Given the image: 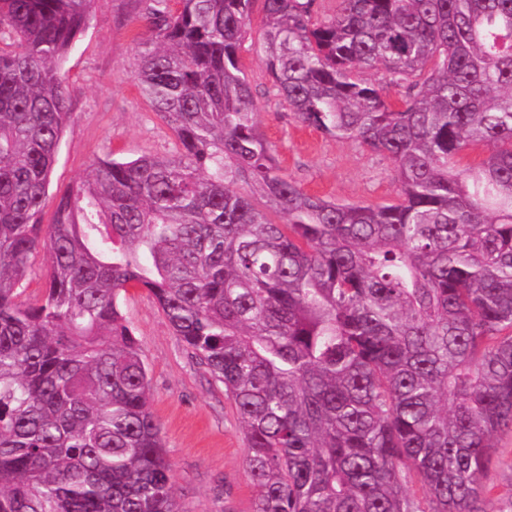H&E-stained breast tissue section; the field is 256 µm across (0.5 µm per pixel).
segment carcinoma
<instances>
[{
    "label": "carcinoma",
    "mask_w": 512,
    "mask_h": 512,
    "mask_svg": "<svg viewBox=\"0 0 512 512\" xmlns=\"http://www.w3.org/2000/svg\"><path fill=\"white\" fill-rule=\"evenodd\" d=\"M170 2L135 79L178 150L96 161L44 224L91 0H0V512H182L129 287L224 384L255 512H423L413 477L429 512H485L512 427V0H262L296 120L393 163L378 206L282 172L238 55L254 0ZM43 265V253L39 252L32 260L28 279L25 285L26 290L23 294L24 299L34 300L42 296L46 286L43 276Z\"/></svg>",
    "instance_id": "carcinoma-1"
}]
</instances>
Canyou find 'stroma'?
<instances>
[{
	"label": "stroma",
	"instance_id": "35a3bbf8",
	"mask_svg": "<svg viewBox=\"0 0 512 512\" xmlns=\"http://www.w3.org/2000/svg\"><path fill=\"white\" fill-rule=\"evenodd\" d=\"M146 6V0H93L88 24L63 66L73 118L54 165L51 192L74 185L100 159L175 153L174 135L134 77L135 38L147 33ZM259 34L252 28L239 57L257 92L258 129L273 146L283 173L304 192L326 199L395 202L397 184L388 158L296 121L254 52ZM120 306L148 368L152 409L163 427L183 512H254L246 441L223 384L173 333L146 292L129 290ZM485 481L492 488L490 512H512V428L499 434Z\"/></svg>",
	"mask_w": 512,
	"mask_h": 512
}]
</instances>
